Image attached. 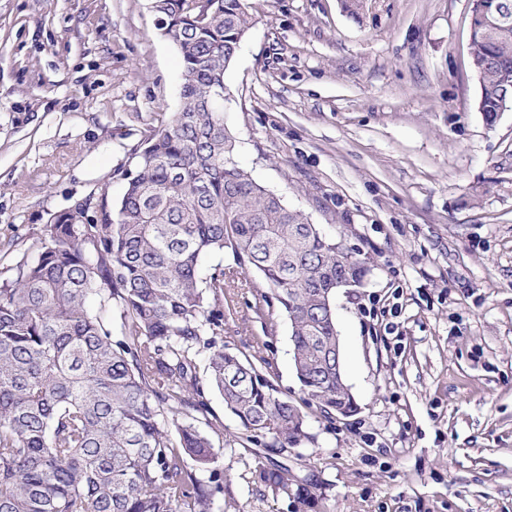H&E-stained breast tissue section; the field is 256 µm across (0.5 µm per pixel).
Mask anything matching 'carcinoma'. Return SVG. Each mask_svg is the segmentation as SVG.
<instances>
[{
	"instance_id": "1",
	"label": "carcinoma",
	"mask_w": 512,
	"mask_h": 512,
	"mask_svg": "<svg viewBox=\"0 0 512 512\" xmlns=\"http://www.w3.org/2000/svg\"><path fill=\"white\" fill-rule=\"evenodd\" d=\"M470 16L487 124L512 88V12ZM181 60L182 106L137 155L115 203L75 202L45 225L34 259L0 287V512H217L223 449L198 426L205 389L251 437L280 452L307 438L305 415L268 374L224 347V277L201 260L229 248L288 316L305 403L351 417L336 375V317L324 296L364 262L256 182L224 125V74L252 25L246 0H154ZM119 315L122 339L112 340ZM211 472V484L197 473ZM255 478L294 512L314 502L285 465Z\"/></svg>"
}]
</instances>
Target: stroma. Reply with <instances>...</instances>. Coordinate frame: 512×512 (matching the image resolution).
<instances>
[{"instance_id":"1","label":"stroma","mask_w":512,"mask_h":512,"mask_svg":"<svg viewBox=\"0 0 512 512\" xmlns=\"http://www.w3.org/2000/svg\"><path fill=\"white\" fill-rule=\"evenodd\" d=\"M224 124L252 177L366 263L338 293L359 407L305 405L291 328L232 250L224 343L301 404L285 453L240 439L218 393L225 512H293L253 475L288 466L311 512H512V112L475 107L469 0H247ZM182 63L150 0H0V284L52 216L119 200L136 155L181 105Z\"/></svg>"}]
</instances>
